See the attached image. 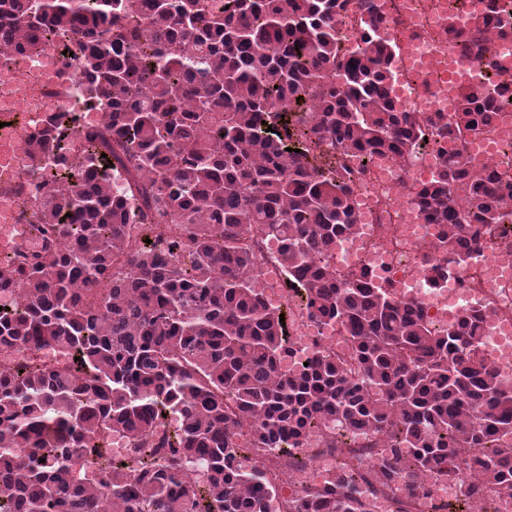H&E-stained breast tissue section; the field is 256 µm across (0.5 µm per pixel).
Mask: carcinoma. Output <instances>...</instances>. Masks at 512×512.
<instances>
[{
    "instance_id": "cac0c4a2",
    "label": "carcinoma",
    "mask_w": 512,
    "mask_h": 512,
    "mask_svg": "<svg viewBox=\"0 0 512 512\" xmlns=\"http://www.w3.org/2000/svg\"><path fill=\"white\" fill-rule=\"evenodd\" d=\"M496 2L448 37L488 57ZM364 16L343 41L336 18ZM384 0H0V66L45 42L67 54L76 88L101 113L77 126L48 116L28 140L21 198L33 246L0 263V512H281L265 460L336 470L288 512H370L368 494L415 512L428 476L479 481L447 512H496L512 498V384L475 357L484 319L435 332L362 273L343 282L326 257L357 217L324 161L341 150L404 166L438 148L414 191L448 253L512 232V177L443 149L490 127L491 80L459 86L455 111L404 112L389 97L397 61ZM107 157H101V154ZM463 210L455 207L456 201ZM273 239L290 284L348 357L293 356L282 311L255 288L246 237ZM152 243H146V240ZM326 447H308L311 431ZM366 429L371 463L343 447ZM119 433L130 447L112 451Z\"/></svg>"
}]
</instances>
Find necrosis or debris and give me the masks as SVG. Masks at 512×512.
Instances as JSON below:
<instances>
[{"label": "necrosis or debris", "instance_id": "4bbe7bcc", "mask_svg": "<svg viewBox=\"0 0 512 512\" xmlns=\"http://www.w3.org/2000/svg\"><path fill=\"white\" fill-rule=\"evenodd\" d=\"M448 0H434L430 30L403 49L405 61L396 65L388 81L392 97L407 112H451L454 90L464 81L491 77L495 83L512 81V75L471 63L448 40ZM497 118L485 133L453 140L449 147L466 158L488 162L499 172L512 175V105L502 102ZM358 215L354 229L336 241L331 264L340 278L360 269L371 270L373 285L395 291L412 303L436 328H449L459 317L482 313L488 318L478 346L479 355L491 363L505 382H512V282L503 283V272L512 268V239L494 250H480L447 262L439 243L441 227L431 222L412 201L413 185L430 181L438 171L435 153L416 151L408 168L394 164L390 156H374L363 163L341 155ZM259 287L266 302L275 307L296 305L288 290L278 247L260 242ZM441 261L445 275L431 283L423 269ZM293 358L303 361L313 352L327 349L345 353L348 344L335 329L318 325L306 311H299L291 325Z\"/></svg>", "mask_w": 512, "mask_h": 512}]
</instances>
